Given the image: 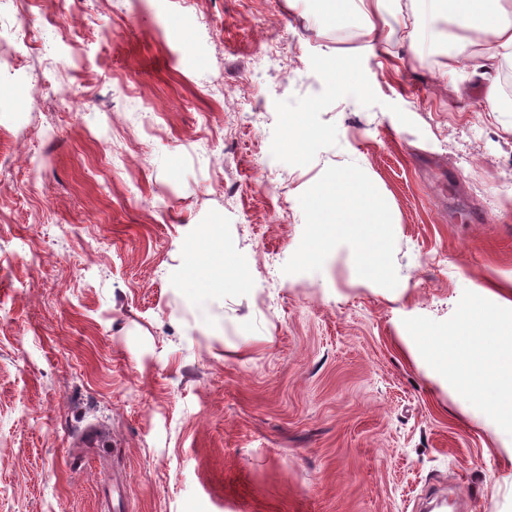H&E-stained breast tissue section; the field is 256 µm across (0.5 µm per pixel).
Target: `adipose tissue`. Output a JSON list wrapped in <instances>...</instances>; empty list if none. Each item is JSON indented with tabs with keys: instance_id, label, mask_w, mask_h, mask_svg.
Segmentation results:
<instances>
[{
	"instance_id": "ef3b65f1",
	"label": "adipose tissue",
	"mask_w": 512,
	"mask_h": 512,
	"mask_svg": "<svg viewBox=\"0 0 512 512\" xmlns=\"http://www.w3.org/2000/svg\"><path fill=\"white\" fill-rule=\"evenodd\" d=\"M427 11L445 13L467 35H490L491 48L476 55L475 67L493 81L500 59H512V0H424ZM489 317L477 307H465L450 348L439 350L420 342L419 355L429 371L449 379L460 393L483 396L502 423L512 424V342L488 334Z\"/></svg>"
}]
</instances>
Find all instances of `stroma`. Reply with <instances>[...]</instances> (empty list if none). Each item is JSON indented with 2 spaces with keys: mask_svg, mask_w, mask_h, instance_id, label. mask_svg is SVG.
<instances>
[{
  "mask_svg": "<svg viewBox=\"0 0 512 512\" xmlns=\"http://www.w3.org/2000/svg\"><path fill=\"white\" fill-rule=\"evenodd\" d=\"M25 26L0 113L41 173L0 175V512H416L432 486L512 512V433L410 353L512 287L488 36L449 48L413 0H30ZM339 172L377 198L381 274L331 233Z\"/></svg>",
  "mask_w": 512,
  "mask_h": 512,
  "instance_id": "stroma-1",
  "label": "stroma"
}]
</instances>
